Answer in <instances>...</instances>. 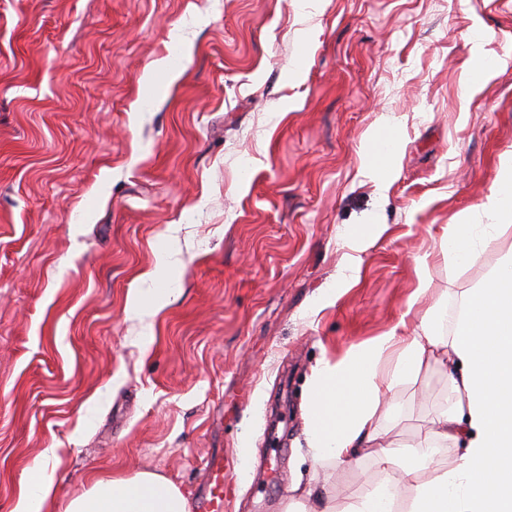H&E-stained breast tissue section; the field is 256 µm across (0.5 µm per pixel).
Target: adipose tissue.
I'll return each mask as SVG.
<instances>
[{
  "label": "adipose tissue",
  "instance_id": "1",
  "mask_svg": "<svg viewBox=\"0 0 512 512\" xmlns=\"http://www.w3.org/2000/svg\"><path fill=\"white\" fill-rule=\"evenodd\" d=\"M480 227L452 225L444 257L467 265L479 256ZM453 333L442 337L440 305L423 315L410 336L395 332L362 344L344 358L322 360L308 380L303 414L306 451L318 464L372 458L381 482L366 486L337 510L319 479H293L291 504L308 512H395L402 483L413 482L409 512H512V250L487 278L463 291ZM448 370L450 405L440 407L411 446L382 441L379 420L388 393L417 378L430 362ZM461 450L453 468L435 474L441 449ZM53 474L34 466L22 482L17 512H52ZM64 512H190L184 493L166 478L95 475Z\"/></svg>",
  "mask_w": 512,
  "mask_h": 512
}]
</instances>
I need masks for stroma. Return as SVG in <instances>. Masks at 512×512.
I'll use <instances>...</instances> for the list:
<instances>
[{
  "label": "stroma",
  "mask_w": 512,
  "mask_h": 512,
  "mask_svg": "<svg viewBox=\"0 0 512 512\" xmlns=\"http://www.w3.org/2000/svg\"><path fill=\"white\" fill-rule=\"evenodd\" d=\"M477 45L503 64L476 88ZM161 59L172 84L146 79ZM510 156L512 0H0V512L47 448L55 512L97 473L192 496L211 454L224 512H286L317 473L312 368L413 334L432 290L456 313L512 228L461 268L445 229L490 223ZM371 224L347 285V235ZM152 287L144 322L130 300ZM448 398L424 367L382 434L414 443ZM327 471L340 493L383 478Z\"/></svg>",
  "instance_id": "stroma-1"
}]
</instances>
